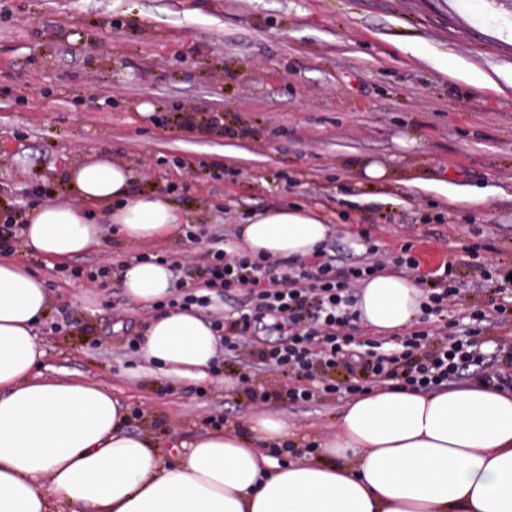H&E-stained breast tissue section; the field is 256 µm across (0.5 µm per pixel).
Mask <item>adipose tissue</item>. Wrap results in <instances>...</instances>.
I'll list each match as a JSON object with an SVG mask.
<instances>
[{
    "instance_id": "adipose-tissue-1",
    "label": "adipose tissue",
    "mask_w": 512,
    "mask_h": 512,
    "mask_svg": "<svg viewBox=\"0 0 512 512\" xmlns=\"http://www.w3.org/2000/svg\"><path fill=\"white\" fill-rule=\"evenodd\" d=\"M77 200L46 203L26 217L25 239L40 255L66 260L107 231L127 241L164 240L181 216L158 193L131 196L129 167L98 157L73 166ZM108 207L107 223L88 204ZM254 253L306 260L330 227L298 206L267 208L243 224ZM170 266L133 262L121 286L143 307L173 293ZM422 298L392 273L361 289V321L378 333L403 332ZM49 304L41 279L0 260V512H512V394L467 385L430 393L385 386L350 400L318 460L278 464L264 450L288 433L262 412L255 440L211 430L174 460L131 433L110 392L84 379L36 371L43 352L33 325ZM218 338L200 313L173 309L150 320L145 360L190 382L210 378Z\"/></svg>"
}]
</instances>
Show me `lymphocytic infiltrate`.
<instances>
[{
    "instance_id": "f902f5d3",
    "label": "lymphocytic infiltrate",
    "mask_w": 512,
    "mask_h": 512,
    "mask_svg": "<svg viewBox=\"0 0 512 512\" xmlns=\"http://www.w3.org/2000/svg\"><path fill=\"white\" fill-rule=\"evenodd\" d=\"M207 255L202 289L179 288L170 303L203 308L214 290L245 295L235 317L215 315L211 324L225 352L240 363V381L252 401H285L303 408L375 384L428 392L466 378L512 390V272L507 268L485 270L490 297L468 306L463 282L453 264H445L442 273L422 286L421 324L394 340L361 336L357 326L356 290L387 265L374 243L351 258L321 249L309 266L227 247L220 236L212 238ZM263 316L287 329V343L254 345L251 327ZM492 327L501 334L489 353L475 337ZM339 368L354 373L355 381L333 382L329 374ZM261 369L283 375V382L272 390L254 386L253 376Z\"/></svg>"
}]
</instances>
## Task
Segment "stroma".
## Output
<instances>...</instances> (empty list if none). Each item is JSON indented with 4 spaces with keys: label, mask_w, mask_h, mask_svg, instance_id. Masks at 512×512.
<instances>
[{
    "label": "stroma",
    "mask_w": 512,
    "mask_h": 512,
    "mask_svg": "<svg viewBox=\"0 0 512 512\" xmlns=\"http://www.w3.org/2000/svg\"><path fill=\"white\" fill-rule=\"evenodd\" d=\"M458 59L491 85L450 76ZM98 156L130 166L132 194L169 197L206 233L301 206L330 224L336 253L368 236L393 261L413 237L421 276L450 262L478 283L477 227L498 234L488 260L512 266V0H0V217L73 201L69 169ZM371 163L383 180L364 177ZM446 185L482 200L451 202ZM203 249L111 234L63 265L26 244L1 249L50 297L33 327L41 373L102 386L127 429L162 445L191 444L216 413L250 436L263 407L238 385L235 359L201 387L168 377L126 349L151 311L119 281L67 275L169 250L188 256L178 276L195 288ZM343 406L265 408L289 440L320 443Z\"/></svg>",
    "instance_id": "stroma-1"
}]
</instances>
